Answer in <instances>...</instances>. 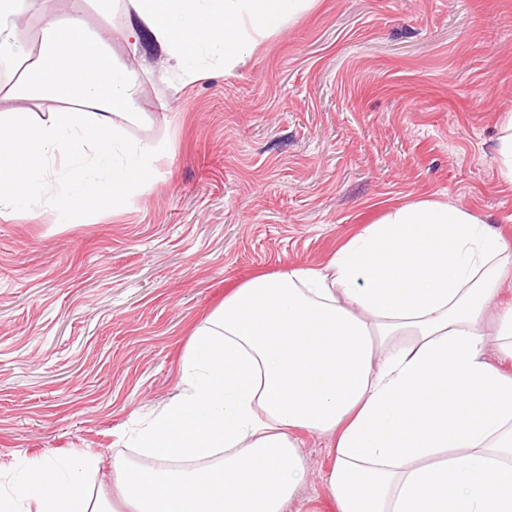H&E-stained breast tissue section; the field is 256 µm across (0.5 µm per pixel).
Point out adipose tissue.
Masks as SVG:
<instances>
[{
	"instance_id": "obj_1",
	"label": "adipose tissue",
	"mask_w": 512,
	"mask_h": 512,
	"mask_svg": "<svg viewBox=\"0 0 512 512\" xmlns=\"http://www.w3.org/2000/svg\"><path fill=\"white\" fill-rule=\"evenodd\" d=\"M313 0H126L121 32L150 30L172 69L202 56L238 65ZM26 0H0V211L30 199L60 162L69 200L120 207L156 176L155 145L129 142L136 70L112 28L62 22L41 0L38 38L16 28ZM64 103L60 112L35 103ZM512 245L464 206L417 201L349 238L321 267L255 276L190 335L182 388L117 461V502L88 495L93 456L34 459L0 512H285L311 471L297 432L334 439L336 512H512V305L494 306Z\"/></svg>"
}]
</instances>
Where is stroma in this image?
Listing matches in <instances>:
<instances>
[{"instance_id":"1","label":"stroma","mask_w":512,"mask_h":512,"mask_svg":"<svg viewBox=\"0 0 512 512\" xmlns=\"http://www.w3.org/2000/svg\"><path fill=\"white\" fill-rule=\"evenodd\" d=\"M139 76L157 177L117 210L0 216V489L22 459L90 452L92 498L181 388L193 328L254 275L322 266L390 209L464 205L512 244L498 172L512 113V0H316L232 70L172 73L151 34ZM287 512H336L330 438Z\"/></svg>"}]
</instances>
